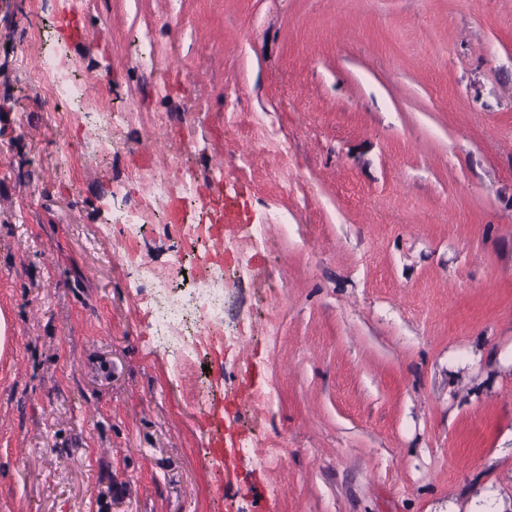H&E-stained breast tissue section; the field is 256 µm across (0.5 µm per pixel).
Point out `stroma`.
<instances>
[{"label":"stroma","instance_id":"35a3bbf8","mask_svg":"<svg viewBox=\"0 0 512 512\" xmlns=\"http://www.w3.org/2000/svg\"><path fill=\"white\" fill-rule=\"evenodd\" d=\"M54 50L86 98L65 123L31 80ZM234 109L288 156L246 168L267 248L224 277L223 353L179 374L112 212L152 194L143 145L190 142L202 186L246 154ZM180 249L158 222L136 244L161 272ZM489 487L512 496V0H0V512H466ZM132 109L105 112L104 123L108 129V137L106 146L112 151V147L117 143L114 140L116 135L120 133L122 128L130 121L132 116ZM115 142V143H114ZM222 408L223 402L220 397H217L210 403L208 409L203 414L209 423L212 447L218 452H223L224 449V418Z\"/></svg>","mask_w":512,"mask_h":512}]
</instances>
